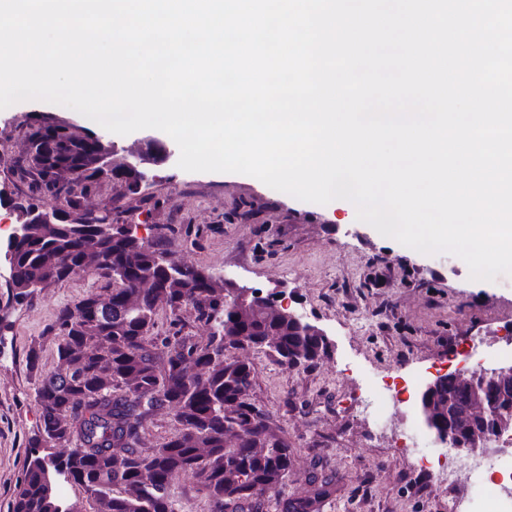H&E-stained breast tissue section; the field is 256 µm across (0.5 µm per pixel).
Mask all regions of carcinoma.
Here are the masks:
<instances>
[{"label": "carcinoma", "instance_id": "obj_1", "mask_svg": "<svg viewBox=\"0 0 512 512\" xmlns=\"http://www.w3.org/2000/svg\"><path fill=\"white\" fill-rule=\"evenodd\" d=\"M94 136L60 122H45L29 134L35 147L28 155L30 170L45 189L69 198V222L33 224L30 211L38 204L13 205L16 223L28 225L13 254L10 293L15 298L68 278L88 249L104 258L96 272L119 278L121 287L112 290L105 307H98L99 297L92 294L58 311L54 371L43 372L41 343L29 346L42 417L30 447L50 442L52 451L27 458L12 512H67L48 492L55 475L84 490L91 512H174L169 487L183 473L196 478L211 512H245L254 499L285 482L291 458L266 415L249 401L253 364L228 361L224 351L264 349L280 365L292 367L297 361L314 363L327 354V346L293 323L267 320L224 300V284L203 277L198 267L170 274L156 262L161 252L130 228L104 233L98 219L80 209V198L102 179L92 166ZM67 173L77 175L78 185L66 180ZM111 179L138 192L139 176L120 166L112 169ZM145 275L158 287L140 289ZM161 299L176 322L183 307L192 306L197 320L212 329L208 343L199 346L176 333L159 343L148 336ZM481 391L494 416L461 432L465 440L500 428L512 431V399L491 384ZM468 399L452 380L443 382L434 393L443 418L429 427L454 432L452 413ZM160 408L171 410L175 431L144 455L137 444ZM234 427L245 437L228 445L224 435ZM331 494L325 481L313 493L293 498L287 512H319Z\"/></svg>", "mask_w": 512, "mask_h": 512}]
</instances>
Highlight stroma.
<instances>
[{
    "mask_svg": "<svg viewBox=\"0 0 512 512\" xmlns=\"http://www.w3.org/2000/svg\"><path fill=\"white\" fill-rule=\"evenodd\" d=\"M47 115L94 132L99 125L43 101L0 110V186L15 200L50 210L66 202L44 189L25 153L30 125ZM148 174L136 194L121 182L99 181L82 198V210L135 225L155 248L216 280L265 293L293 290L298 310L333 343L326 356L297 368L280 366L263 350L244 355L256 369L249 399L285 440L292 461L285 483L258 497L251 512H286L289 499L324 481L334 492L320 512H448L450 487L473 493L487 483L488 473L477 470L419 468L401 451L406 434L432 440L415 402L388 419L372 392L398 376L417 389L459 369L466 352L488 369L504 362L512 351V276L471 279L454 255L407 251L371 225L347 223L344 203L301 201L247 175L186 172L173 156ZM113 286L82 273L18 303L0 284V512H11L41 425L28 348L40 341L43 367L52 370L50 328L59 308L108 296ZM176 331L201 345L211 333L193 308L175 317L159 306L151 337Z\"/></svg>",
    "mask_w": 512,
    "mask_h": 512,
    "instance_id": "35a3bbf8",
    "label": "stroma"
}]
</instances>
